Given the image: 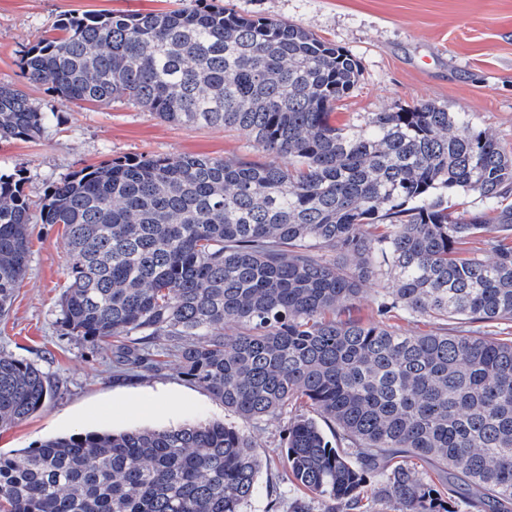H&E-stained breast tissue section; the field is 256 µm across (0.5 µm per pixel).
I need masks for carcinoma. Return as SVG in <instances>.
Masks as SVG:
<instances>
[{
	"label": "carcinoma",
	"instance_id": "obj_1",
	"mask_svg": "<svg viewBox=\"0 0 512 512\" xmlns=\"http://www.w3.org/2000/svg\"><path fill=\"white\" fill-rule=\"evenodd\" d=\"M57 30L22 56L29 82L237 129L287 164L141 155L50 190L41 221L65 228L66 334L118 371L176 367L241 424L0 454V512H244L262 468L250 424L290 410L281 480L303 494L286 512H512V336L448 326L512 322V156L434 101L331 124L358 61L288 21L193 0ZM48 120L0 84V140L33 139ZM459 192L486 208L452 209ZM31 223L17 175L0 174L1 318ZM373 279L378 319L366 321ZM398 315L435 327L403 333ZM56 391L0 351V427Z\"/></svg>",
	"mask_w": 512,
	"mask_h": 512
}]
</instances>
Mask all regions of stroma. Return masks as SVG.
Here are the masks:
<instances>
[{"mask_svg":"<svg viewBox=\"0 0 512 512\" xmlns=\"http://www.w3.org/2000/svg\"><path fill=\"white\" fill-rule=\"evenodd\" d=\"M242 14L283 19L343 47L360 64L356 90L331 113L335 125L360 123L432 100L466 113L475 129L512 154V0H212ZM179 0H0V84L25 91L49 122L30 140H0V173L20 174L33 209L51 188L86 167L133 155L245 158L269 166L281 156L258 153L237 130L168 123L115 101L65 100L30 84L21 55L65 18L82 13L144 14L177 8ZM63 227L31 226V262L11 311L0 319V351L35 363L58 385L57 395L26 420L0 429V453L86 432L163 430L234 414L175 368L117 372L104 352L63 335L58 324L67 280ZM286 417L254 425L263 468L246 512H267L272 497L288 503L297 489L283 469Z\"/></svg>","mask_w":512,"mask_h":512,"instance_id":"obj_1","label":"stroma"}]
</instances>
